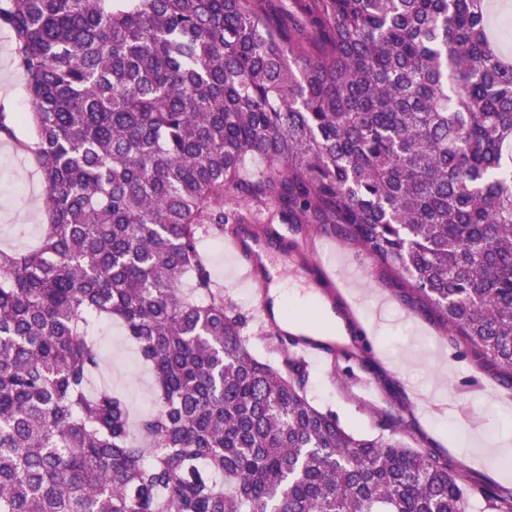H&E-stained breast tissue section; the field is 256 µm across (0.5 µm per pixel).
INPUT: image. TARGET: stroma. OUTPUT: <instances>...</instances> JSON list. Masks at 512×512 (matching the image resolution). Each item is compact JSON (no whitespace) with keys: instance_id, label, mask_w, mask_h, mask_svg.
Listing matches in <instances>:
<instances>
[{"instance_id":"stroma-1","label":"stroma","mask_w":512,"mask_h":512,"mask_svg":"<svg viewBox=\"0 0 512 512\" xmlns=\"http://www.w3.org/2000/svg\"><path fill=\"white\" fill-rule=\"evenodd\" d=\"M25 78L18 66L8 33L0 31V92L11 111L30 109ZM44 185L33 161L15 142L0 148V248L24 251L40 239L45 216ZM292 237L334 240L336 277L346 288L362 289L356 305H349L346 288H335L336 312L350 325L349 345L328 344L339 352L337 362L309 364L307 396L321 409L336 414L359 435L378 434L379 419L392 417L413 446L446 461L449 470L465 471L472 484L496 492H512V478L489 466L486 450L502 432L501 415L512 413V379L480 365L473 352L451 340L446 328L426 307L409 297L391 272L369 259L348 235L324 227L296 224ZM204 252L224 296L245 311L255 304V291L239 287L233 277L234 260L215 240H205ZM372 330H365L366 321ZM104 359L93 375L92 388L107 386L123 395L133 416L154 407L152 373L142 363L122 324L112 321L92 331ZM448 352L449 374L437 383L429 361L433 349Z\"/></svg>"}]
</instances>
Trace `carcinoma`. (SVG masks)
Here are the masks:
<instances>
[{
	"label": "carcinoma",
	"mask_w": 512,
	"mask_h": 512,
	"mask_svg": "<svg viewBox=\"0 0 512 512\" xmlns=\"http://www.w3.org/2000/svg\"><path fill=\"white\" fill-rule=\"evenodd\" d=\"M0 0L32 111L0 105L45 186L39 244L0 249V512H512L254 351L201 244L248 201L339 224L512 378V57L489 0ZM233 194L224 196V189ZM190 288L182 289L184 279ZM118 319L155 409L91 389Z\"/></svg>",
	"instance_id": "cac0c4a2"
}]
</instances>
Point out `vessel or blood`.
<instances>
[{
	"instance_id": "1",
	"label": "vessel or blood",
	"mask_w": 512,
	"mask_h": 512,
	"mask_svg": "<svg viewBox=\"0 0 512 512\" xmlns=\"http://www.w3.org/2000/svg\"><path fill=\"white\" fill-rule=\"evenodd\" d=\"M224 244L238 259L235 276L239 283L256 288V324L272 333L288 335V324L274 310L270 285L287 267H294L314 288L332 287L334 276L321 259L311 256L310 247L294 241L287 225L251 222L226 234Z\"/></svg>"
}]
</instances>
